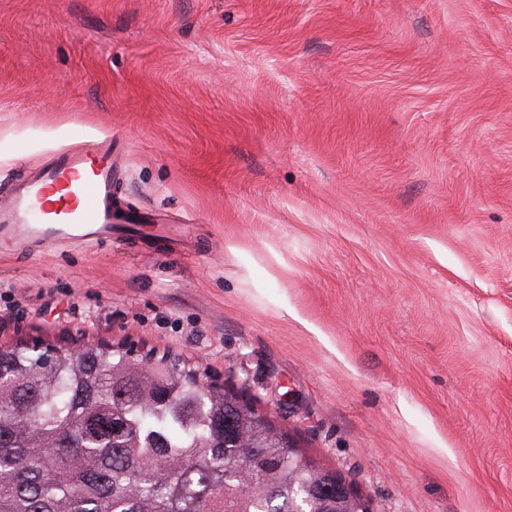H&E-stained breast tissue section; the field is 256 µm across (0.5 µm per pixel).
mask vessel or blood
I'll return each instance as SVG.
<instances>
[{
  "instance_id": "obj_1",
  "label": "vessel or blood",
  "mask_w": 512,
  "mask_h": 512,
  "mask_svg": "<svg viewBox=\"0 0 512 512\" xmlns=\"http://www.w3.org/2000/svg\"><path fill=\"white\" fill-rule=\"evenodd\" d=\"M115 167L111 145L88 144L61 153L53 163L18 178L0 211V238L44 244H108L118 215L113 210ZM64 190L66 204L40 217L36 204L49 189Z\"/></svg>"
}]
</instances>
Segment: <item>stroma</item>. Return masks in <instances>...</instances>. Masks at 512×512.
<instances>
[{
	"label": "stroma",
	"mask_w": 512,
	"mask_h": 512,
	"mask_svg": "<svg viewBox=\"0 0 512 512\" xmlns=\"http://www.w3.org/2000/svg\"><path fill=\"white\" fill-rule=\"evenodd\" d=\"M105 140L137 223L0 244V346L167 353L372 512H512V0H0V187Z\"/></svg>",
	"instance_id": "1"
}]
</instances>
